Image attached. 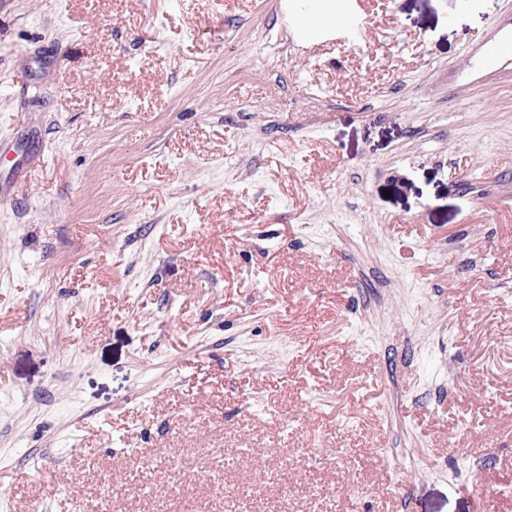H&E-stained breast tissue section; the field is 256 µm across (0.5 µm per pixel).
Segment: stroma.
Masks as SVG:
<instances>
[{"mask_svg": "<svg viewBox=\"0 0 512 512\" xmlns=\"http://www.w3.org/2000/svg\"><path fill=\"white\" fill-rule=\"evenodd\" d=\"M335 2L0 0V512H512V0ZM512 53V26H499L494 41L476 53L475 65L486 74L497 75L504 66L499 62L505 55Z\"/></svg>", "mask_w": 512, "mask_h": 512, "instance_id": "stroma-1", "label": "stroma"}]
</instances>
